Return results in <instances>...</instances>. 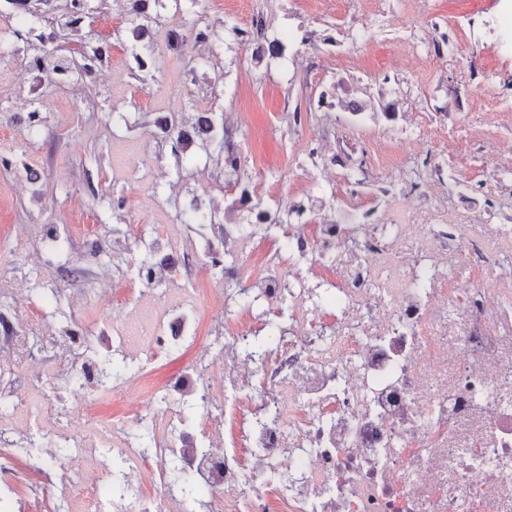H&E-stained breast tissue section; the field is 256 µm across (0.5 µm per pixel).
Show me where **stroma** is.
Here are the masks:
<instances>
[{
	"label": "stroma",
	"instance_id": "35a3bbf8",
	"mask_svg": "<svg viewBox=\"0 0 512 512\" xmlns=\"http://www.w3.org/2000/svg\"><path fill=\"white\" fill-rule=\"evenodd\" d=\"M198 0L158 9L141 41L153 52L139 73L138 39L127 0H90L91 28L109 51L96 78L59 85L21 57L0 61V428L22 437L55 424L86 431L93 457L131 443L152 420L169 452L199 441L203 420L172 435L181 394L198 387L201 362L223 367L222 343L257 329L278 306L229 300L212 269L219 225L248 224L236 238L244 285L261 288L287 270L290 293L311 290L306 323L333 335L338 271L362 263L364 232L406 224H451L470 247L495 250L512 268V243L491 233L512 226V0ZM263 20L282 57L255 59L232 27ZM195 22L211 39L181 54L167 33ZM195 107L223 114L241 156L222 174L206 137L190 136L182 165L156 122ZM39 110L42 137L27 115ZM301 121H294V113ZM124 197V209L112 207ZM196 200L215 228L179 223L178 205ZM304 207L310 224H344L349 244L331 264L281 248L259 207ZM65 246L46 249L47 234ZM170 268L160 287L137 270L146 258ZM79 285H65L67 272ZM76 336L90 362L129 341L131 376L79 394L53 339ZM167 394L159 406L158 394ZM9 497L21 512H53L70 461L51 462L42 445L16 449Z\"/></svg>",
	"mask_w": 512,
	"mask_h": 512
}]
</instances>
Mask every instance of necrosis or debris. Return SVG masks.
Segmentation results:
<instances>
[{
	"mask_svg": "<svg viewBox=\"0 0 512 512\" xmlns=\"http://www.w3.org/2000/svg\"><path fill=\"white\" fill-rule=\"evenodd\" d=\"M485 287H377L367 265L343 272L335 335L296 324L278 362L224 354L235 382L288 418L252 429L248 458L204 438L192 469L224 488V512H512L511 272L487 255ZM161 448H117L105 486L73 470L69 501L94 512H190L176 494L142 501Z\"/></svg>",
	"mask_w": 512,
	"mask_h": 512,
	"instance_id": "1",
	"label": "necrosis or debris"
}]
</instances>
